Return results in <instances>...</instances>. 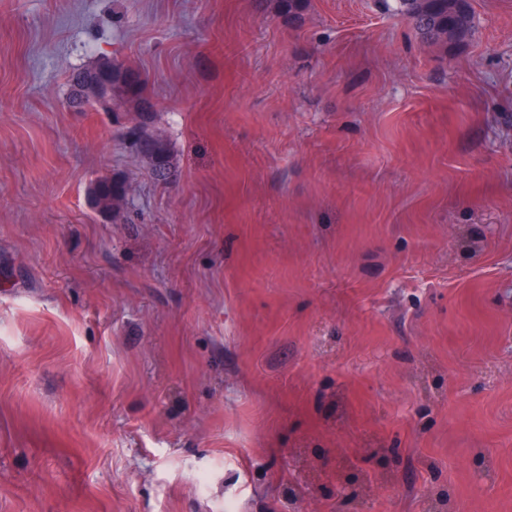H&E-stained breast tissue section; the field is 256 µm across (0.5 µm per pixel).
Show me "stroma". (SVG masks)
Here are the masks:
<instances>
[{"label": "stroma", "instance_id": "1", "mask_svg": "<svg viewBox=\"0 0 512 512\" xmlns=\"http://www.w3.org/2000/svg\"><path fill=\"white\" fill-rule=\"evenodd\" d=\"M471 6L443 51L382 0H0V512H512V0ZM106 60L169 182L68 108ZM111 68L112 80L88 78L76 87V93L82 98L88 94L99 110L113 111L117 119L122 114L128 116L130 125L126 134L132 148L146 163L155 179L165 182L176 167L175 157L167 138L153 125L154 109L151 101L144 95L140 72L132 66L115 61L103 62L93 69L83 71H107ZM86 72L73 78V88L75 81ZM94 209L99 213L119 214L127 201V191L123 180L115 177H100L90 190Z\"/></svg>", "mask_w": 512, "mask_h": 512}]
</instances>
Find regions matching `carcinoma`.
Masks as SVG:
<instances>
[{"mask_svg": "<svg viewBox=\"0 0 512 512\" xmlns=\"http://www.w3.org/2000/svg\"><path fill=\"white\" fill-rule=\"evenodd\" d=\"M393 11L403 16L423 43L440 48L466 45L475 27L469 0H393ZM112 70V111L128 116L126 134L132 148L146 163L155 179L167 181L176 167L167 138L154 127V109L144 95L140 72L120 62H103L99 71ZM94 209L118 214L127 201L123 180L100 177L90 190Z\"/></svg>", "mask_w": 512, "mask_h": 512, "instance_id": "obj_1", "label": "carcinoma"}]
</instances>
